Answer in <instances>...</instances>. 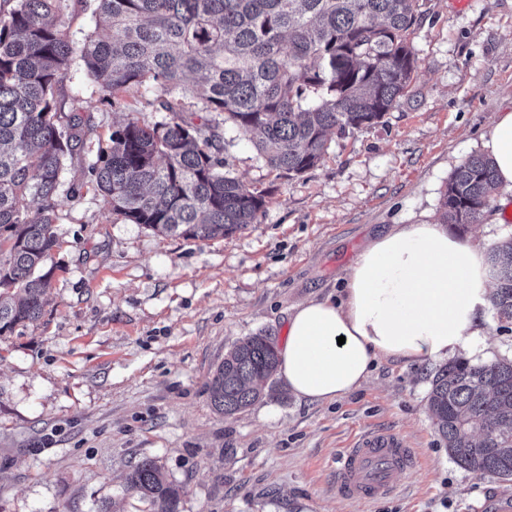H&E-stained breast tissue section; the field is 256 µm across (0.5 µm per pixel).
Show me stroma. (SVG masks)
I'll return each instance as SVG.
<instances>
[{"label":"stroma","mask_w":512,"mask_h":512,"mask_svg":"<svg viewBox=\"0 0 512 512\" xmlns=\"http://www.w3.org/2000/svg\"><path fill=\"white\" fill-rule=\"evenodd\" d=\"M409 41L408 94L375 125L332 136L324 160L276 177L224 131V157L267 190L255 224L230 237H166L110 215L66 164L79 197L57 198L60 266L41 319L0 340V512H143L130 465L160 461L183 512H512V484L460 468L427 407L434 362H378L330 404L283 380L225 416L207 382L239 339H287L298 304L335 294L357 253L394 224L438 218L454 170L488 154L494 113L512 107V0H424ZM70 108L92 117L86 162L122 111L73 64ZM400 431L420 457L373 503L338 497L336 457L362 430Z\"/></svg>","instance_id":"1"}]
</instances>
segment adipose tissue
I'll list each match as a JSON object with an SVG mask.
<instances>
[{"instance_id": "adipose-tissue-1", "label": "adipose tissue", "mask_w": 512, "mask_h": 512, "mask_svg": "<svg viewBox=\"0 0 512 512\" xmlns=\"http://www.w3.org/2000/svg\"><path fill=\"white\" fill-rule=\"evenodd\" d=\"M488 146L498 205L512 207V110L496 113ZM485 251L436 222L397 224L373 239L338 297L289 314L279 352L289 392L330 403L358 389L380 360L436 362L484 344Z\"/></svg>"}]
</instances>
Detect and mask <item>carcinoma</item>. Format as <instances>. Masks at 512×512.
I'll list each match as a JSON object with an SVG mask.
<instances>
[{
  "label": "carcinoma",
  "instance_id": "carcinoma-1",
  "mask_svg": "<svg viewBox=\"0 0 512 512\" xmlns=\"http://www.w3.org/2000/svg\"><path fill=\"white\" fill-rule=\"evenodd\" d=\"M84 0H14L0 9V338L38 320L60 266L56 199L67 160L83 162L90 117L65 112L73 58L121 105L148 87L162 120L129 112L87 165L110 214L165 236L224 238L256 223L266 193L228 168L224 129L248 138L289 176L315 167L328 137L372 126L405 95L417 68L408 41L421 0H93L106 32L74 41L62 17ZM498 189L492 159L472 155L451 176L442 224H478ZM494 317L512 325V237L488 255ZM277 347L259 332L238 340L207 386L226 416L263 397ZM428 407L465 470L512 482V359L458 357L433 376ZM127 489L146 512H182V488L158 461L131 467Z\"/></svg>",
  "mask_w": 512,
  "mask_h": 512
}]
</instances>
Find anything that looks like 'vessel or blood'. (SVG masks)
Wrapping results in <instances>:
<instances>
[{"label": "vessel or blood", "mask_w": 512, "mask_h": 512, "mask_svg": "<svg viewBox=\"0 0 512 512\" xmlns=\"http://www.w3.org/2000/svg\"><path fill=\"white\" fill-rule=\"evenodd\" d=\"M418 462L401 433L393 428L363 431L336 462V492L349 501L371 502L390 496L398 474Z\"/></svg>", "instance_id": "b4317fda"}]
</instances>
